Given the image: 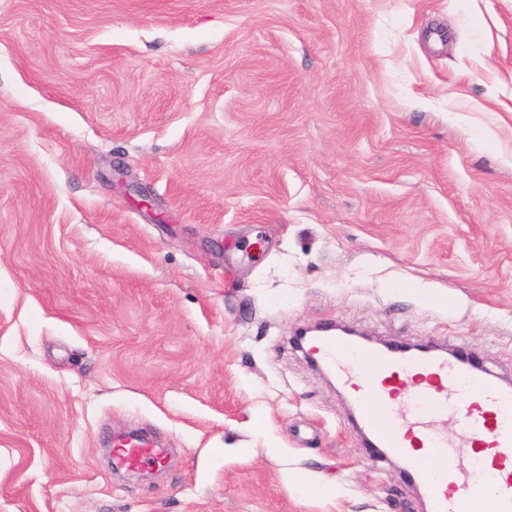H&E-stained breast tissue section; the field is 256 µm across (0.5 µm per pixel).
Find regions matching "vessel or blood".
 Instances as JSON below:
<instances>
[{"instance_id": "b4317fda", "label": "vessel or blood", "mask_w": 512, "mask_h": 512, "mask_svg": "<svg viewBox=\"0 0 512 512\" xmlns=\"http://www.w3.org/2000/svg\"><path fill=\"white\" fill-rule=\"evenodd\" d=\"M312 350L351 393L365 438L403 462L426 512H461V492L476 484L489 489V512H512V385L501 386L477 361L384 350L339 334L318 337ZM161 460L145 437L112 451L114 465L128 469Z\"/></svg>"}]
</instances>
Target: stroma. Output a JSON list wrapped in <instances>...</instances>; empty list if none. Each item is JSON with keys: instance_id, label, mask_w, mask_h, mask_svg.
I'll list each match as a JSON object with an SVG mask.
<instances>
[{"instance_id": "1", "label": "stroma", "mask_w": 512, "mask_h": 512, "mask_svg": "<svg viewBox=\"0 0 512 512\" xmlns=\"http://www.w3.org/2000/svg\"><path fill=\"white\" fill-rule=\"evenodd\" d=\"M333 324L512 379V0H0V512H420ZM113 448L112 461L115 466L136 468L145 464H159L162 456L153 448V442L146 438L128 439Z\"/></svg>"}]
</instances>
